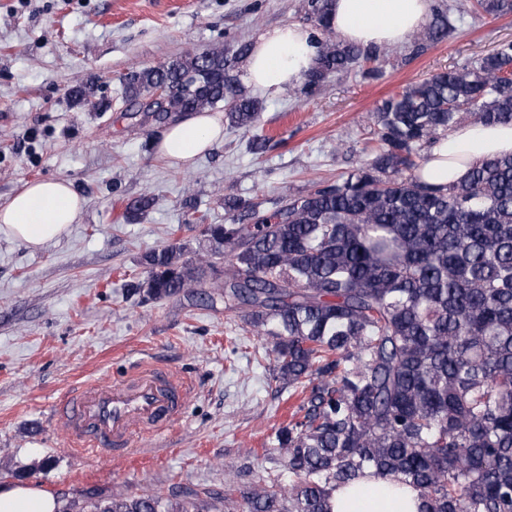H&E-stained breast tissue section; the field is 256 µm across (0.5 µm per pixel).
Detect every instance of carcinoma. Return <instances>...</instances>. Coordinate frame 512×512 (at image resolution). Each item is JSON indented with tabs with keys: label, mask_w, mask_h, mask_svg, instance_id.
I'll return each instance as SVG.
<instances>
[{
	"label": "carcinoma",
	"mask_w": 512,
	"mask_h": 512,
	"mask_svg": "<svg viewBox=\"0 0 512 512\" xmlns=\"http://www.w3.org/2000/svg\"><path fill=\"white\" fill-rule=\"evenodd\" d=\"M332 0H308L321 33L312 91L371 59L332 37ZM489 16L512 0H477ZM439 11L417 50L448 38ZM249 45H214L123 78V102L166 124L171 113L224 107L228 125L257 128L263 102L234 75ZM512 42L405 87L374 111L371 160L334 182L284 196L270 210L224 199L204 230L207 256L229 259L224 308L272 338L274 379L312 383L299 416L276 432L295 480L224 492L188 489L125 498L89 492L56 512H331V493L373 471L418 493V512H512V154L461 183L421 180L424 156L463 120L512 121ZM162 95L147 102L156 90ZM143 196L126 219L146 212ZM132 290L152 300L203 283L213 264L174 244L143 255Z\"/></svg>",
	"instance_id": "obj_1"
}]
</instances>
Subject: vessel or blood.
<instances>
[{
  "instance_id": "vessel-or-blood-1",
  "label": "vessel or blood",
  "mask_w": 512,
  "mask_h": 512,
  "mask_svg": "<svg viewBox=\"0 0 512 512\" xmlns=\"http://www.w3.org/2000/svg\"><path fill=\"white\" fill-rule=\"evenodd\" d=\"M190 396L187 381L148 365L107 387L78 388L54 417L83 451L128 460L139 438L168 430L179 420Z\"/></svg>"
}]
</instances>
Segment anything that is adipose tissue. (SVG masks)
Returning <instances> with one entry per match:
<instances>
[{
  "label": "adipose tissue",
  "mask_w": 512,
  "mask_h": 512,
  "mask_svg": "<svg viewBox=\"0 0 512 512\" xmlns=\"http://www.w3.org/2000/svg\"><path fill=\"white\" fill-rule=\"evenodd\" d=\"M433 0H333L330 24L337 37L363 47L400 45L428 23ZM318 47L310 29L295 23L259 33L243 65V80L255 91L279 95L315 67ZM223 138L217 117L195 112L173 123L159 140L162 157L190 166ZM512 153V123L465 122L449 139L430 148L422 178L431 184L459 182L472 165ZM86 205L68 180L26 183L0 205V235L37 250L68 233ZM332 512H418L413 490L390 479L369 475L336 488ZM50 492L24 483L0 488V512H54Z\"/></svg>",
  "instance_id": "ef3b65f1"
}]
</instances>
